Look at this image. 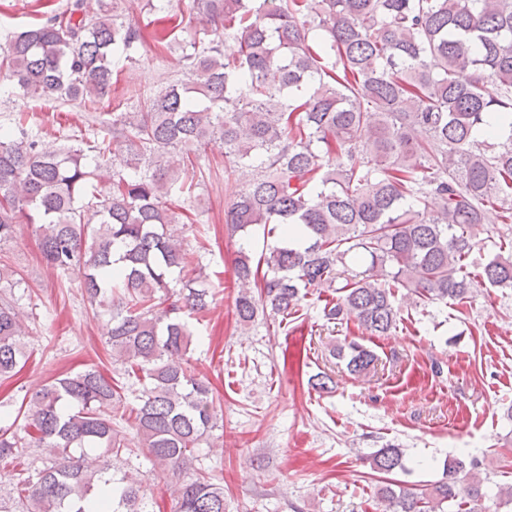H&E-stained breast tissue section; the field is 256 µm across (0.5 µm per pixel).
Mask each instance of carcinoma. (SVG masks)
<instances>
[{
  "label": "carcinoma",
  "instance_id": "carcinoma-1",
  "mask_svg": "<svg viewBox=\"0 0 512 512\" xmlns=\"http://www.w3.org/2000/svg\"><path fill=\"white\" fill-rule=\"evenodd\" d=\"M171 0H148L182 30ZM201 15L186 79L112 113V136L45 153L20 112L0 128V244L35 224L47 266L84 270L81 288L109 312L115 363L142 373L133 435L114 427L123 387L95 367L56 378L24 396V424L0 426V462L27 448L50 461L22 480L25 512H153L143 479L111 473L112 456L138 450L156 477L179 483L174 512H226L224 485L195 468L218 427L208 382L184 366L188 318L204 317L211 293L195 252L169 232L195 199L203 174L190 155L224 144V167L251 176L224 211L246 239L255 225L280 230L256 259L241 249L237 321L258 302L284 319L302 288H336L329 320L353 319L370 334L396 326L395 289L429 302L470 292L473 230L490 207L512 221V0H193ZM224 39L205 40L208 27ZM141 30L80 0L11 36L0 82L44 102L78 101L95 111L114 68L131 58ZM123 153L112 192L93 180ZM97 227L85 235L87 213ZM481 277L512 288V254L498 252ZM260 289L255 296L249 285ZM25 325L13 300L0 302V377L24 357ZM354 375L375 354L347 345ZM380 474L409 473L404 450L368 456ZM475 459L450 456L442 478L420 494L397 480L378 490L392 512H426L460 490L482 496Z\"/></svg>",
  "mask_w": 512,
  "mask_h": 512
}]
</instances>
